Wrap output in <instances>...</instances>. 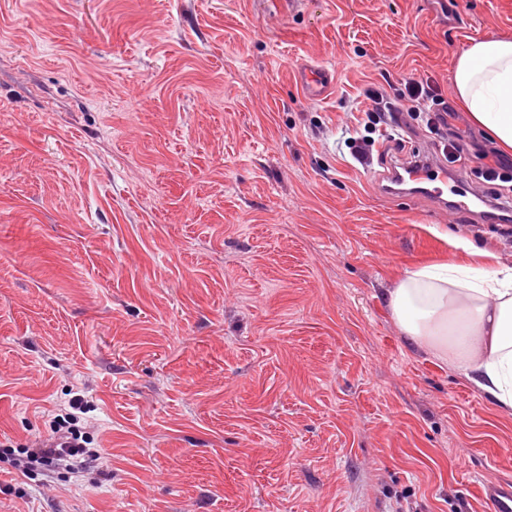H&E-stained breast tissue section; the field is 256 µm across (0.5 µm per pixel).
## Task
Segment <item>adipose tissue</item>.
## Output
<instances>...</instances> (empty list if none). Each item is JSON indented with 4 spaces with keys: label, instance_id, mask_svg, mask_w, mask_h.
I'll return each mask as SVG.
<instances>
[{
    "label": "adipose tissue",
    "instance_id": "1",
    "mask_svg": "<svg viewBox=\"0 0 512 512\" xmlns=\"http://www.w3.org/2000/svg\"><path fill=\"white\" fill-rule=\"evenodd\" d=\"M452 89L472 122L512 150V39L473 41ZM395 279L386 304L405 341L512 409V266L422 265Z\"/></svg>",
    "mask_w": 512,
    "mask_h": 512
}]
</instances>
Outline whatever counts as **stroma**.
Wrapping results in <instances>:
<instances>
[{
  "label": "stroma",
  "mask_w": 512,
  "mask_h": 512,
  "mask_svg": "<svg viewBox=\"0 0 512 512\" xmlns=\"http://www.w3.org/2000/svg\"><path fill=\"white\" fill-rule=\"evenodd\" d=\"M497 37L512 0H0V447L80 394L108 458L48 493L1 459L0 512H492L512 409L410 349L386 295L457 239L512 266V236L388 193L433 136L379 142L363 91L452 97ZM448 136L481 187L495 142L463 111Z\"/></svg>",
  "instance_id": "1"
}]
</instances>
